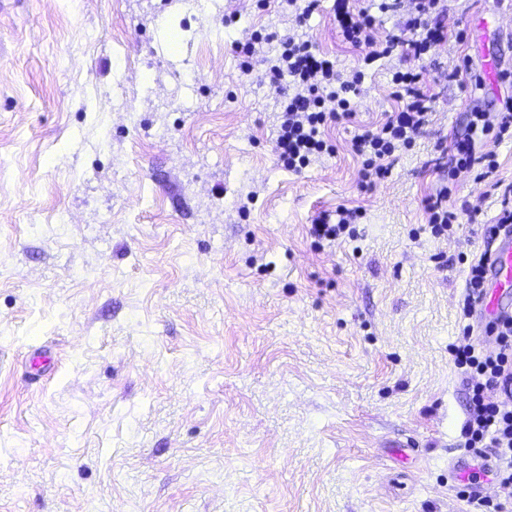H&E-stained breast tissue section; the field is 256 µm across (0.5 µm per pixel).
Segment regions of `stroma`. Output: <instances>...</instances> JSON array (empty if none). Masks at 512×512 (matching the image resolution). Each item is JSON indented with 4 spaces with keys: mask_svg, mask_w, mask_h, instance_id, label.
<instances>
[{
    "mask_svg": "<svg viewBox=\"0 0 512 512\" xmlns=\"http://www.w3.org/2000/svg\"><path fill=\"white\" fill-rule=\"evenodd\" d=\"M447 5V39L367 70L335 155L291 172L267 65L232 47L287 35L278 0H0V512H474L449 348L501 206L450 146L512 99V37L472 28L512 14ZM334 9L304 31L348 80L363 51ZM485 47L497 90L450 79ZM401 63L433 108L366 187L350 141L398 109ZM444 183L472 214L437 237ZM339 206L357 239L316 249ZM271 41V37L258 33H253L250 37L236 41L233 49L238 57L241 58L240 70L243 74H248L252 68V60L255 56L265 53V44ZM361 216V210L342 206L334 212L322 211L310 224L309 234L319 247H323L324 242L332 243L345 236L355 239L358 233L353 225L357 224Z\"/></svg>",
    "mask_w": 512,
    "mask_h": 512,
    "instance_id": "35a3bbf8",
    "label": "stroma"
}]
</instances>
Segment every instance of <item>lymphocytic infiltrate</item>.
Masks as SVG:
<instances>
[{
  "label": "lymphocytic infiltrate",
  "instance_id": "obj_1",
  "mask_svg": "<svg viewBox=\"0 0 512 512\" xmlns=\"http://www.w3.org/2000/svg\"><path fill=\"white\" fill-rule=\"evenodd\" d=\"M281 6L291 13L297 30L279 41L275 54L267 59L266 75L272 87L285 83L290 88L289 94L275 99L279 123L274 151L278 165L292 172L335 154L336 147L326 138L325 129L332 123L352 121V99L361 92L364 67L391 57L401 45L407 53L421 57L446 37L441 22L447 10L445 0H410L405 23L410 37L406 40L395 35L384 38L376 32L377 15L389 11L388 0H379L377 13L364 11L356 18L351 15L349 0H340L336 10L338 32L346 43L367 48L363 68L344 81L336 71L335 61L317 52L302 31L318 0H281ZM392 82L397 98L403 102L401 110L388 115L378 129H358L351 139L352 151L363 160L361 178L366 185L388 178L394 153L413 146L433 103L423 71L395 70ZM468 128L469 136L453 143L456 168L478 165L484 173H492L497 167L494 154H476L472 136L493 132L504 137L512 131V108L505 112L470 113ZM361 215V210L342 206L332 212H320L309 234L319 245L343 237L356 238L355 223ZM486 335L491 347L469 342L451 348L456 368L469 379L462 446L478 454L490 449L497 460L491 472L494 482L500 489L512 491V405L504 401L512 394V319L491 324Z\"/></svg>",
  "mask_w": 512,
  "mask_h": 512
}]
</instances>
